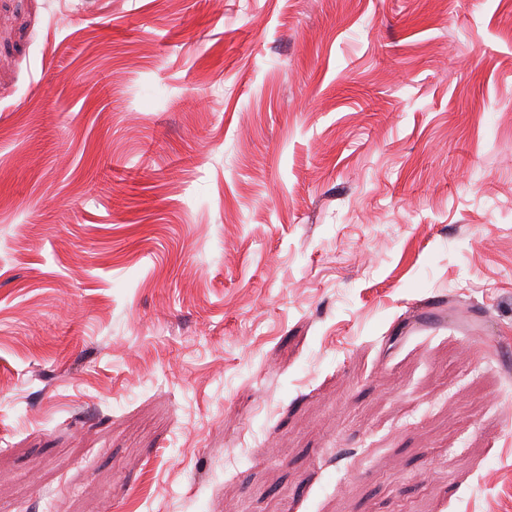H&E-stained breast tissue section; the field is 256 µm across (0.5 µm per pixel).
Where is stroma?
Masks as SVG:
<instances>
[{"label": "stroma", "mask_w": 512, "mask_h": 512, "mask_svg": "<svg viewBox=\"0 0 512 512\" xmlns=\"http://www.w3.org/2000/svg\"><path fill=\"white\" fill-rule=\"evenodd\" d=\"M68 2L0 0V512H512V0Z\"/></svg>", "instance_id": "1"}]
</instances>
